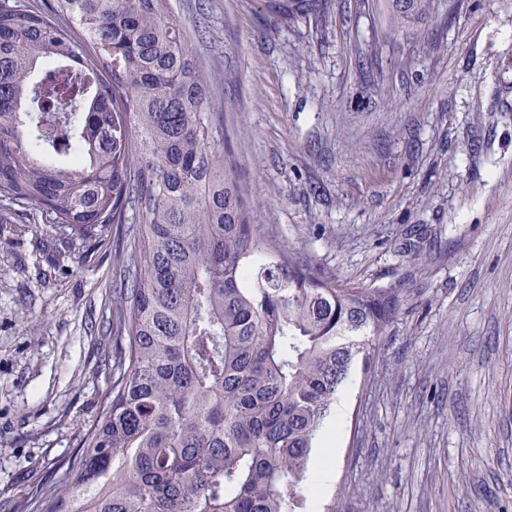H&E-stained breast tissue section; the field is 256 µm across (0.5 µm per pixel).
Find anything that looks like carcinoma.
Listing matches in <instances>:
<instances>
[{"label":"carcinoma","instance_id":"carcinoma-1","mask_svg":"<svg viewBox=\"0 0 512 512\" xmlns=\"http://www.w3.org/2000/svg\"><path fill=\"white\" fill-rule=\"evenodd\" d=\"M395 31L432 0H383ZM169 0H0V197L89 235L138 219L112 385L29 512H307L319 436L396 288H342L249 220ZM66 153L58 165L53 154Z\"/></svg>","mask_w":512,"mask_h":512}]
</instances>
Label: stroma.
I'll return each instance as SVG.
<instances>
[{
	"instance_id": "35a3bbf8",
	"label": "stroma",
	"mask_w": 512,
	"mask_h": 512,
	"mask_svg": "<svg viewBox=\"0 0 512 512\" xmlns=\"http://www.w3.org/2000/svg\"><path fill=\"white\" fill-rule=\"evenodd\" d=\"M252 223L401 308L342 388L336 512H512V0H169ZM0 202V512L60 482L110 389L118 254ZM390 26L395 31L424 25L430 18L432 0H383Z\"/></svg>"
}]
</instances>
